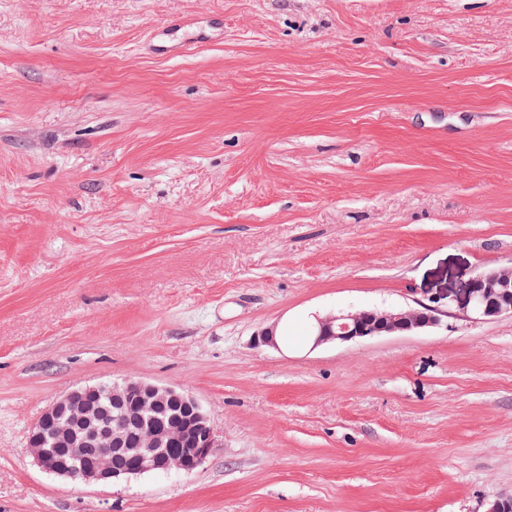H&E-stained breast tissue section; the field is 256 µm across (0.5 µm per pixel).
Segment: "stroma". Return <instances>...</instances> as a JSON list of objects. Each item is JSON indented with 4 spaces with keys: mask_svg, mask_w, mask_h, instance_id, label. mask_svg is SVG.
<instances>
[{
    "mask_svg": "<svg viewBox=\"0 0 512 512\" xmlns=\"http://www.w3.org/2000/svg\"><path fill=\"white\" fill-rule=\"evenodd\" d=\"M511 262L512 0H0V512H484L512 316L307 334ZM124 379L195 397L217 448L42 470L43 412Z\"/></svg>",
    "mask_w": 512,
    "mask_h": 512,
    "instance_id": "1",
    "label": "stroma"
}]
</instances>
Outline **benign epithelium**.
<instances>
[{
	"label": "benign epithelium",
	"instance_id": "7a95c632",
	"mask_svg": "<svg viewBox=\"0 0 512 512\" xmlns=\"http://www.w3.org/2000/svg\"><path fill=\"white\" fill-rule=\"evenodd\" d=\"M452 304L450 294L439 293L415 307L317 316L312 346L424 331L438 326L442 307ZM466 304V319L512 315V265L479 272L468 284ZM28 445L44 471L87 483L144 473L191 474L218 447L193 396L139 380L73 390L31 427Z\"/></svg>",
	"mask_w": 512,
	"mask_h": 512
}]
</instances>
